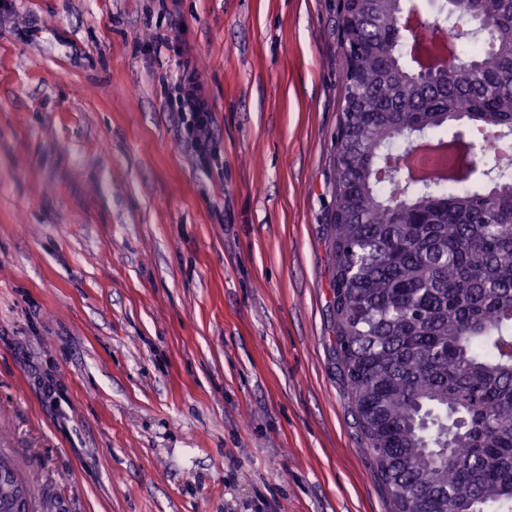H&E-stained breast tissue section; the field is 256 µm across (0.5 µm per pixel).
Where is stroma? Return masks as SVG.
Segmentation results:
<instances>
[{"label":"stroma","mask_w":512,"mask_h":512,"mask_svg":"<svg viewBox=\"0 0 512 512\" xmlns=\"http://www.w3.org/2000/svg\"><path fill=\"white\" fill-rule=\"evenodd\" d=\"M340 24L339 0L0 6V452L33 512H393L335 350ZM180 107L184 112H192L195 124L190 130L192 145L200 151V161L204 166L209 165V160L203 147L209 141L210 113L207 112V104L202 95L199 74L195 70L184 69L180 79Z\"/></svg>","instance_id":"obj_1"}]
</instances>
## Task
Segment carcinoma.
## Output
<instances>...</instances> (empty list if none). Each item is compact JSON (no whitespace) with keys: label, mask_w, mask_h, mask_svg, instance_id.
Here are the masks:
<instances>
[{"label":"carcinoma","mask_w":512,"mask_h":512,"mask_svg":"<svg viewBox=\"0 0 512 512\" xmlns=\"http://www.w3.org/2000/svg\"><path fill=\"white\" fill-rule=\"evenodd\" d=\"M430 39L476 18L470 64L436 83L403 51L409 0H354L330 217L336 352L395 512H512V162L462 177L381 170L457 115L512 132V0H438Z\"/></svg>","instance_id":"cac0c4a2"}]
</instances>
